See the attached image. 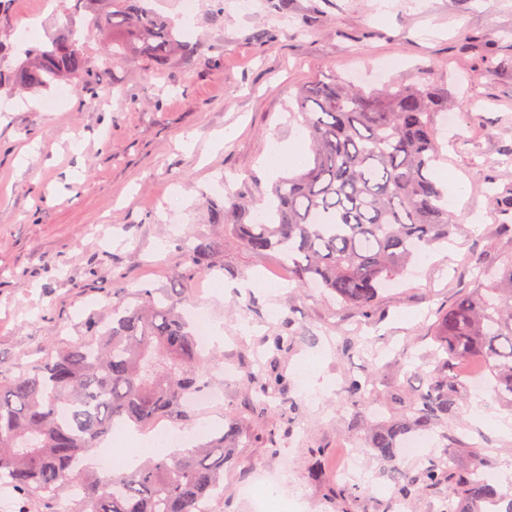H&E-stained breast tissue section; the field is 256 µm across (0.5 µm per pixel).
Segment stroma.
Segmentation results:
<instances>
[{"label": "stroma", "mask_w": 512, "mask_h": 512, "mask_svg": "<svg viewBox=\"0 0 512 512\" xmlns=\"http://www.w3.org/2000/svg\"><path fill=\"white\" fill-rule=\"evenodd\" d=\"M12 0L0 42L16 44L30 15L31 44L46 42L78 0ZM194 63L160 66L141 57L103 62L98 40L86 52L97 84L71 81L29 93L0 85V369L18 374L43 350L77 340L89 320L108 318L119 289L147 287L183 310L205 312L224 338L210 366L222 401L190 408L176 429L210 439L212 420L235 418L244 435L224 470L225 512H255L250 489L274 479L286 512H442L447 486L395 502L391 468L432 461L470 465L480 452L498 495H512V408L492 388L480 358L458 364L465 389L454 414L419 433L423 450L381 461L374 434L399 416L394 396L413 400L434 369L435 313L473 277L470 260L498 258L495 228L512 197V0H198L186 28ZM432 84L469 110L490 102L480 124L436 117L442 148L436 171L463 193L449 199L457 218L449 244L412 263L362 316L318 288L288 279L278 251L248 249L232 232L252 224L273 183L260 165L272 143L302 134L295 94L333 75L365 90ZM234 138L217 143L225 128ZM223 207L216 217L215 207ZM219 243L210 274L187 275L177 237ZM261 285L241 289L247 276ZM216 290H209V283ZM291 346L278 354L273 337ZM311 365L316 386L300 379ZM237 376L225 380V366ZM278 373L285 390L276 411L254 419L249 372ZM368 380L359 405L346 380ZM485 390H477V383ZM355 443L353 478L337 477L346 443Z\"/></svg>", "instance_id": "1"}]
</instances>
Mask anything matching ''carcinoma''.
Here are the masks:
<instances>
[{
	"mask_svg": "<svg viewBox=\"0 0 512 512\" xmlns=\"http://www.w3.org/2000/svg\"><path fill=\"white\" fill-rule=\"evenodd\" d=\"M79 2L88 13L83 34L71 25L59 28L1 69L0 82L39 91L76 79L89 88L95 65L82 38L96 34L104 36L105 60L113 63L144 56L163 66L175 54L194 52L173 24L147 7L148 0ZM296 103L312 160L273 184L264 222L232 229L255 253L278 249L287 255L299 287L321 288L367 316L379 292L455 227L434 177L440 149L434 118L448 108V97L427 81L365 92L332 76L299 89ZM499 233L508 253L497 265L474 257V287L437 312L438 367L412 415L373 436L382 460L396 461L410 432L448 421L462 388L450 371L472 355L481 356L495 391L512 405V224H501ZM177 246L189 270L211 266L215 247H191L184 238ZM209 363L182 313L155 300L148 288L126 293L109 319L87 322L77 342L15 376L0 370V485L25 499L52 495L61 486L76 489L78 512H195L205 499L210 512H224V467L240 444L234 420L201 446L147 456L118 475L83 465L118 423L142 426L163 415L186 416V397L208 385ZM284 386L281 376L257 380L266 398ZM344 391L356 405L367 384L351 379ZM484 465L477 454L466 475L434 464L414 474L396 472L394 494L408 500L446 484L468 512H481L494 492L477 475Z\"/></svg>",
	"mask_w": 512,
	"mask_h": 512,
	"instance_id": "carcinoma-1",
	"label": "carcinoma"
}]
</instances>
